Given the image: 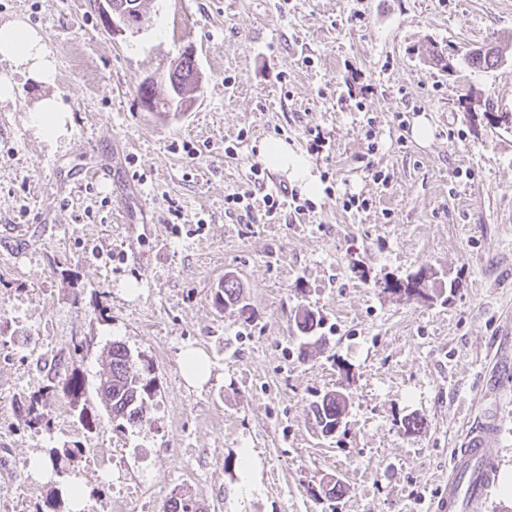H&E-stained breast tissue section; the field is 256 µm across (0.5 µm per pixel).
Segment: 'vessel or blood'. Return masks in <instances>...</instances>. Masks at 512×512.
Returning <instances> with one entry per match:
<instances>
[{
	"label": "vessel or blood",
	"instance_id": "vessel-or-blood-1",
	"mask_svg": "<svg viewBox=\"0 0 512 512\" xmlns=\"http://www.w3.org/2000/svg\"><path fill=\"white\" fill-rule=\"evenodd\" d=\"M500 429V417L491 413L469 432L455 455L448 492L438 501L437 512H472L483 493L496 484L499 468L488 446Z\"/></svg>",
	"mask_w": 512,
	"mask_h": 512
}]
</instances>
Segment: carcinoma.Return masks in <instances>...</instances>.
Listing matches in <instances>:
<instances>
[{"label":"carcinoma","mask_w":512,"mask_h":512,"mask_svg":"<svg viewBox=\"0 0 512 512\" xmlns=\"http://www.w3.org/2000/svg\"><path fill=\"white\" fill-rule=\"evenodd\" d=\"M119 5L128 10V19L133 29L140 30L146 21V0H115ZM428 62L441 68H448V64L456 65L460 62L478 70H491L504 61V49L501 46L489 43L484 47L465 52L462 57L445 55L434 47L425 49ZM199 75L195 59L191 57L177 58L175 65L171 66L168 73L158 79V82L145 85L140 84L137 94L140 100L150 96L155 105L153 112L185 111L190 105L179 100H174L172 90L180 87L181 92L186 93L196 83ZM429 272L425 269L407 276L403 284L393 285L387 280L383 283V290L392 294L404 295L408 299L420 298V293L410 288L417 278H428ZM241 283L233 275L224 276V281L218 284L213 294L215 306L223 310L228 306H235L240 301ZM295 327L298 332L308 334L320 325V319L308 310L298 313L294 317ZM109 358L108 370L103 373L106 387L96 388L95 393L103 410L116 419L115 428L123 430L126 426L143 424L146 419L148 403L157 395L158 384L156 377L152 376L150 364L142 361H132L129 358V350L120 341L112 342L107 351ZM63 392L70 398L71 404L81 402L85 395L83 381L77 372L62 365L55 369L48 377V384L43 387L38 397L34 398L28 408L25 425L34 429L49 427L44 407L57 392ZM347 400L338 392L325 393L322 398L312 405V413L316 427L322 436H329L336 429L340 417L345 414ZM85 449L80 444L55 448L50 452L52 467H57L59 458L64 457L70 462L82 458ZM167 512H206L200 501L182 492L173 494L167 503Z\"/></svg>","instance_id":"1"}]
</instances>
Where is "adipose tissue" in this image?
<instances>
[{"label":"adipose tissue","mask_w":512,"mask_h":512,"mask_svg":"<svg viewBox=\"0 0 512 512\" xmlns=\"http://www.w3.org/2000/svg\"><path fill=\"white\" fill-rule=\"evenodd\" d=\"M9 61L15 71L28 73L36 81L53 83L55 62L43 34L21 19L0 24V61ZM71 117L57 96L42 98L30 113V124L45 142L53 144L67 133ZM259 154L266 165L290 172L308 193L320 185L308 159L287 142L272 139L261 144Z\"/></svg>","instance_id":"adipose-tissue-1"}]
</instances>
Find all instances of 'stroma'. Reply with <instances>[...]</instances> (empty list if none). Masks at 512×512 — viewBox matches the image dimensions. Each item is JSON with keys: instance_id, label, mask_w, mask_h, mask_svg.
Instances as JSON below:
<instances>
[{"instance_id": "1", "label": "stroma", "mask_w": 512, "mask_h": 512, "mask_svg": "<svg viewBox=\"0 0 512 512\" xmlns=\"http://www.w3.org/2000/svg\"><path fill=\"white\" fill-rule=\"evenodd\" d=\"M147 3L145 25L114 36L97 0H0V23L25 18L56 62L50 85L12 73L0 102V512H43L72 482L83 512L116 497L125 512H166L175 492L209 512H433L453 449L497 399L501 476L474 512H512V126L464 109L473 94L512 113V0ZM431 42H495L506 60L450 73L423 61ZM188 47L202 77L192 106L147 110L137 86ZM366 85L360 112L345 95ZM52 94L72 120L53 146L29 123ZM419 117L426 146L412 137ZM312 127L327 140L319 155ZM269 139L308 153L320 193L301 215L226 212ZM103 163L111 182L95 176ZM350 194L366 209L345 211ZM422 268L438 274L437 299L381 290ZM227 273L241 305L220 311ZM304 308L321 320L308 335L294 325ZM77 338L90 341L76 359L88 382L115 340L150 363L146 423L120 432L103 414L90 433L60 396L50 431L25 425L51 359ZM189 350L210 366L197 388ZM329 391L348 409L326 438L311 404ZM76 442L110 449L111 479L87 456L31 475L33 458ZM329 477L340 498L319 494ZM241 283L233 275H224V281L218 284L213 294L215 306L223 310L228 306H237L240 301Z\"/></svg>"}]
</instances>
